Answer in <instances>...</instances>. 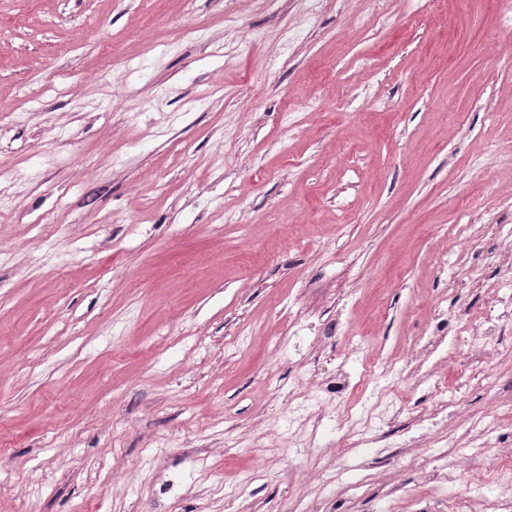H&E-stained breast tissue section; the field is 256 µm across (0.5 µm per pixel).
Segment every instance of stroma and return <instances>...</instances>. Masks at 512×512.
Segmentation results:
<instances>
[{
    "instance_id": "obj_1",
    "label": "stroma",
    "mask_w": 512,
    "mask_h": 512,
    "mask_svg": "<svg viewBox=\"0 0 512 512\" xmlns=\"http://www.w3.org/2000/svg\"><path fill=\"white\" fill-rule=\"evenodd\" d=\"M510 57L496 0H0V512H512Z\"/></svg>"
}]
</instances>
